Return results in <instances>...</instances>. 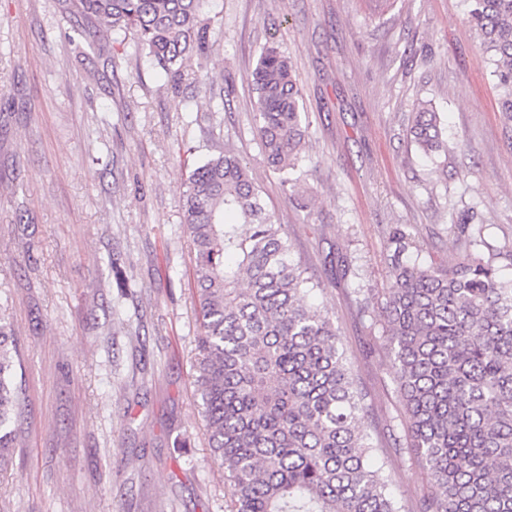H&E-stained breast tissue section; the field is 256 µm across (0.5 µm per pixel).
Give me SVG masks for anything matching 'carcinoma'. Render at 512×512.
Masks as SVG:
<instances>
[{"label":"carcinoma","mask_w":512,"mask_h":512,"mask_svg":"<svg viewBox=\"0 0 512 512\" xmlns=\"http://www.w3.org/2000/svg\"><path fill=\"white\" fill-rule=\"evenodd\" d=\"M206 0H75L87 19L131 32L170 81L202 55ZM512 121V0H463ZM255 125L270 166L297 188L302 95L290 58L261 51ZM426 154L445 149L423 103L410 129ZM194 255L198 407L229 481L227 512H401L372 464L369 413L331 316L307 302L319 284L291 256L231 149L195 167L183 203ZM383 341L410 416V447L430 492L416 512H512V280L470 252L451 267L392 259ZM18 342L0 325V471L12 464L23 392Z\"/></svg>","instance_id":"1"}]
</instances>
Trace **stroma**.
Here are the masks:
<instances>
[{
    "instance_id": "obj_1",
    "label": "stroma",
    "mask_w": 512,
    "mask_h": 512,
    "mask_svg": "<svg viewBox=\"0 0 512 512\" xmlns=\"http://www.w3.org/2000/svg\"><path fill=\"white\" fill-rule=\"evenodd\" d=\"M204 15L208 49L174 88L133 36L114 44L67 0H0V323L25 397L0 512H225L193 386L183 196L190 163L227 147L321 281L312 301L367 397L361 425L413 512L427 476L382 339L391 258L453 264L464 224L512 279V122L477 34L462 0H207ZM270 43L306 110L293 200L255 131ZM423 102L448 143L431 161L408 135Z\"/></svg>"
}]
</instances>
